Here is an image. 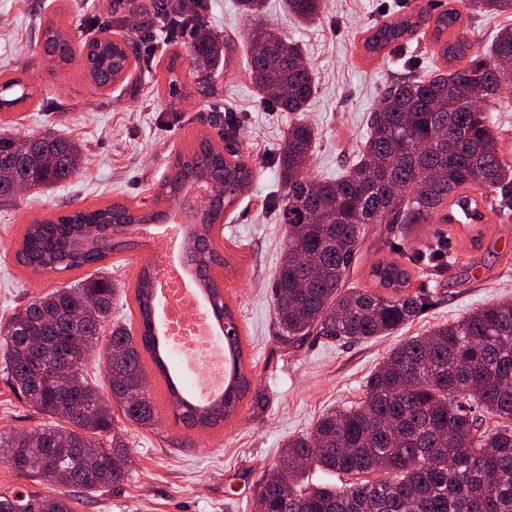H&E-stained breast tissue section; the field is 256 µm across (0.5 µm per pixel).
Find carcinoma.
<instances>
[{"instance_id":"carcinoma-1","label":"carcinoma","mask_w":512,"mask_h":512,"mask_svg":"<svg viewBox=\"0 0 512 512\" xmlns=\"http://www.w3.org/2000/svg\"><path fill=\"white\" fill-rule=\"evenodd\" d=\"M434 20L438 54L461 67L434 76L405 74L383 90L363 151L333 179H316L310 159L317 135L304 122L288 127L277 157L285 189L281 222L285 243L273 276L275 317L295 340L314 333L355 342L387 336L420 318L433 304L430 292L410 290L411 269H421L440 247L453 259L449 236L405 247L399 224H483L486 212L512 217V163L501 156L499 137L480 102L503 92L500 71L512 65V27L500 28L487 52L472 50L457 33L474 15L512 13V0H450ZM297 23L318 19L326 0H284ZM250 24L245 30L246 67L253 86L290 112H302L316 92L313 71L300 46L263 19L264 0H239ZM141 24L165 19L195 24L187 57L203 82L226 64L224 39L200 21L198 0H142ZM422 14L385 20L365 30L370 57L405 40L421 27ZM43 49L68 61L84 60L98 88L140 61L125 45L134 38L72 37L62 13L47 18ZM29 99L19 77L0 70V111ZM15 143L28 148L18 169L0 170V204L18 188L41 189L80 175L83 146L51 132H21L0 118V151ZM254 170L229 159L211 138L191 133L155 195L142 211L111 203L76 209L25 227L15 257L35 274L96 272L26 303L0 323V372L17 398L49 423L0 435V461L19 478L47 483L51 492H0V512H73L72 497L57 486L95 492L123 481L128 472L127 438L115 424L119 409L130 424H157L156 402L145 384L146 361L166 385L175 421L188 428H214L236 413L248 388L240 337L231 340L232 380L222 395L196 399L169 371L168 345L158 332L156 272L141 267L134 285L138 334L131 320L112 321L117 285L101 264L113 254L145 245L125 232L139 224H162L169 208L197 183L211 184L203 203L185 223L186 264L198 291L212 302L224 331L234 312L213 276L224 263L215 236L224 213L247 193ZM386 225L383 245L404 262L382 259L372 266L376 289L351 288L347 280L366 226ZM104 358L107 391L85 374L88 356ZM59 354L70 358L66 386L46 378ZM110 398H105L104 393ZM496 420L482 429V414ZM311 467L356 480L341 486H307L298 478ZM256 512H512V302L486 304L452 322L433 326L392 348L366 382L356 406L324 413L312 432L290 438L278 463L262 477Z\"/></svg>"}]
</instances>
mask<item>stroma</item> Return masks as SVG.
Here are the masks:
<instances>
[{
	"label": "stroma",
	"mask_w": 512,
	"mask_h": 512,
	"mask_svg": "<svg viewBox=\"0 0 512 512\" xmlns=\"http://www.w3.org/2000/svg\"><path fill=\"white\" fill-rule=\"evenodd\" d=\"M282 2L266 0V19L301 46L318 84L302 112L284 111L256 95L238 38L247 21L236 0H204L203 23L226 41L227 65L211 81L198 83L188 73L185 46L157 24L150 31L148 66L131 68L105 88L87 80L80 60L65 62L38 49L39 22L60 12L73 34L90 39L100 34L98 22L123 17L137 23L131 0H0V68L22 71L34 92L33 103L11 111V118L20 129L79 141L87 157L79 178L42 193H21L0 206V322L70 280L18 265L17 242L31 221L109 200L152 209L160 182L194 130L219 139L225 152L241 154L255 173L250 191L226 212L218 232L226 259L224 296L235 313L250 380L236 414L213 430L177 425L165 404V385L152 375L160 422L150 429L127 425L124 482L78 502L73 512H255L256 485L276 464L284 443L310 432L324 411L359 403L367 377L389 349L486 303L512 301V221L492 214L481 240L458 235L456 262L440 272L428 267L416 274L415 283L433 289L435 303L410 325L350 344L320 336L297 343L282 337L271 283L285 239L277 151L289 126L304 121L317 129L310 170L320 179L336 177L361 149L369 116L393 78L449 69L421 32L375 59L362 47L367 27L421 9L438 14L443 0H327L320 18L308 25L288 19ZM172 61L181 91L174 98L165 82ZM226 119L234 132L224 138L219 124ZM382 230L379 224L368 226L350 283L371 287L372 264L389 258L381 247ZM171 261V254L150 248L108 259L120 282L113 318L126 316L142 264L164 268ZM44 421L0 380V433L30 430Z\"/></svg>",
	"instance_id": "stroma-1"
}]
</instances>
